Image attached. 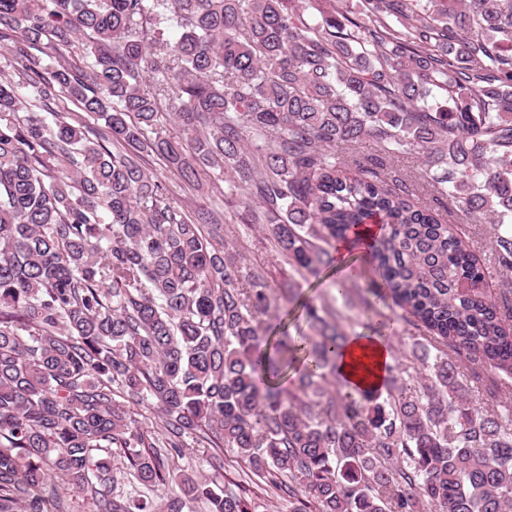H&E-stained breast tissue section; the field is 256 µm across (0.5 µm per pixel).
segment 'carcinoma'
<instances>
[{
	"instance_id": "1",
	"label": "carcinoma",
	"mask_w": 512,
	"mask_h": 512,
	"mask_svg": "<svg viewBox=\"0 0 512 512\" xmlns=\"http://www.w3.org/2000/svg\"><path fill=\"white\" fill-rule=\"evenodd\" d=\"M318 2L0 0V512H71L72 493L89 512H252L186 448L288 482V512H512V402L478 405L461 373L512 381V297L440 214L449 198L492 225L512 276V0ZM146 156L189 187L222 171L224 206L257 199L302 279L364 244L423 331L424 375L396 360L350 389L349 337L315 308L313 334L270 345L265 276ZM411 156L430 204L388 173Z\"/></svg>"
}]
</instances>
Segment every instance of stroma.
<instances>
[{
    "label": "stroma",
    "instance_id": "stroma-1",
    "mask_svg": "<svg viewBox=\"0 0 512 512\" xmlns=\"http://www.w3.org/2000/svg\"><path fill=\"white\" fill-rule=\"evenodd\" d=\"M148 168L154 173L163 174L156 158H149ZM163 176L170 188L173 201L187 211L192 212L200 208L224 210L226 239L237 242L240 250L245 254L249 266L265 271L268 283L275 293L270 320L271 336L276 337L284 332L296 336L308 332L307 306H317L322 301L332 298L337 279L344 278L355 281L358 288L363 290L369 288L368 268L360 251L355 250L349 255L346 269L342 270L333 265L320 267L317 274L308 276L306 280L301 281L295 295L280 294L281 282L292 277L293 272L287 262L276 257L260 228L249 229L244 226L242 219L248 214L247 208L239 205L229 210L225 209L223 187L207 186L203 190L195 191L182 186L174 175L163 174ZM459 230L483 260L488 272L487 290L489 294L495 298L499 297L503 290L512 286V282L502 277L492 262L489 227L478 222L466 221L460 224ZM335 307L338 311V323L352 336L370 332L371 328L381 321H390L393 327L390 344L394 357H402L404 353L410 352L414 345L422 340L419 331L406 320L402 310L392 302H382L373 298L365 303L356 296L348 304L341 301L336 302Z\"/></svg>",
    "mask_w": 512,
    "mask_h": 512
}]
</instances>
